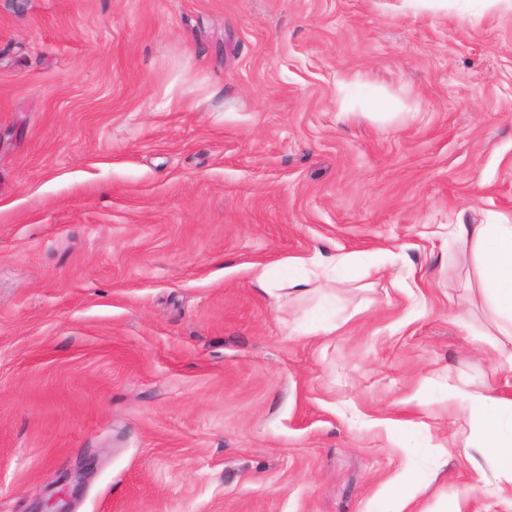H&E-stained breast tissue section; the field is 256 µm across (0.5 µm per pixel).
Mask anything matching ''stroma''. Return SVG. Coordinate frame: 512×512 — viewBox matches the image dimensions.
Here are the masks:
<instances>
[{"mask_svg":"<svg viewBox=\"0 0 512 512\" xmlns=\"http://www.w3.org/2000/svg\"><path fill=\"white\" fill-rule=\"evenodd\" d=\"M508 221L512 0H0V512H512L448 400ZM360 257L356 253H348L332 257L328 262L318 258L310 262L307 258H295L289 261L288 266L298 269L294 277L288 279V286L295 287L307 285L311 281L318 284L319 288H329L328 269L330 266H336V262L345 266H355L359 263Z\"/></svg>","mask_w":512,"mask_h":512,"instance_id":"stroma-1","label":"stroma"}]
</instances>
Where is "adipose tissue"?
Listing matches in <instances>:
<instances>
[{
  "instance_id": "adipose-tissue-1",
  "label": "adipose tissue",
  "mask_w": 512,
  "mask_h": 512,
  "mask_svg": "<svg viewBox=\"0 0 512 512\" xmlns=\"http://www.w3.org/2000/svg\"><path fill=\"white\" fill-rule=\"evenodd\" d=\"M448 235L474 246L481 300L489 306L497 322L499 341L495 346L497 364L512 372V222L500 224H452ZM296 274L281 282L276 269L261 267L258 280L279 295L283 286L317 283L329 287V265L323 260H290ZM448 396L461 412L477 417L484 427L480 453L492 467L496 491L512 496V399L477 393L452 384Z\"/></svg>"
}]
</instances>
